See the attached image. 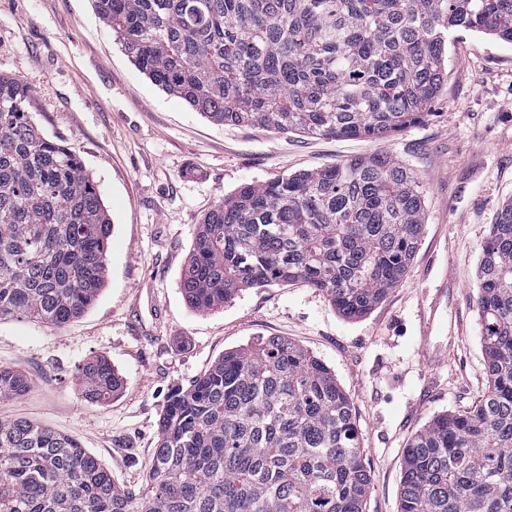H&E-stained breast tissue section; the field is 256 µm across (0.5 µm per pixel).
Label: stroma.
<instances>
[{
    "label": "stroma",
    "instance_id": "1",
    "mask_svg": "<svg viewBox=\"0 0 512 512\" xmlns=\"http://www.w3.org/2000/svg\"><path fill=\"white\" fill-rule=\"evenodd\" d=\"M446 71L428 116L383 140L224 126L139 72L93 0H0V76L32 88L40 131L79 154L113 225L105 286L81 318L0 322V366L30 380L25 396L0 399V421L74 437L135 489L171 391L224 352L280 337L329 367L352 403L371 477L364 512H398L409 439L488 388L476 272L512 201V44L450 35ZM374 153L416 175L425 224L401 282L373 310L344 319L302 283L249 288L209 311L187 304L181 281L195 229L225 195ZM190 162L204 179L183 177ZM95 356L121 378L102 405L74 380Z\"/></svg>",
    "mask_w": 512,
    "mask_h": 512
}]
</instances>
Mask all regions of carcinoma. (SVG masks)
<instances>
[{
	"label": "carcinoma",
	"mask_w": 512,
	"mask_h": 512,
	"mask_svg": "<svg viewBox=\"0 0 512 512\" xmlns=\"http://www.w3.org/2000/svg\"><path fill=\"white\" fill-rule=\"evenodd\" d=\"M155 85L216 124L381 140L420 122L448 35L512 44V0H93ZM32 89L0 76V320L62 326L107 277L110 216L71 149L47 139ZM425 224L415 176L383 154L224 196L194 232L182 293L199 311L301 281L348 319L396 287ZM477 305L489 387L409 442L398 512H512V203L482 249ZM103 404L99 357L75 375ZM28 377L0 367V398ZM370 475L351 404L310 352L271 337L224 353L171 392L138 491L73 438L0 421V512H364Z\"/></svg>",
	"instance_id": "obj_1"
}]
</instances>
